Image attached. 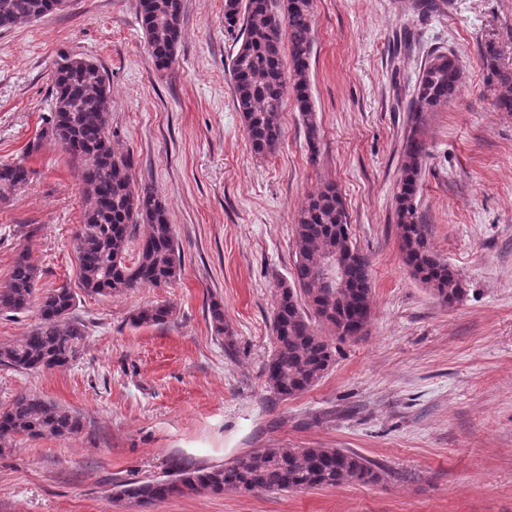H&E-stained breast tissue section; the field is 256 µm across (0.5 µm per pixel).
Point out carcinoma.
I'll list each match as a JSON object with an SVG mask.
<instances>
[{
  "label": "carcinoma",
  "instance_id": "obj_1",
  "mask_svg": "<svg viewBox=\"0 0 512 512\" xmlns=\"http://www.w3.org/2000/svg\"><path fill=\"white\" fill-rule=\"evenodd\" d=\"M66 0H0V30L60 11ZM148 53L158 68L175 59L182 39V0H139ZM224 28L236 34L229 74L236 104L253 151L266 156L284 137L280 112L286 96L303 116L307 140L316 150L318 129L308 79L313 49L314 0H224ZM288 39H283V33ZM290 67L284 68L283 55ZM483 66L495 78L494 105L512 112V68L501 63L496 41L481 43ZM461 79L453 52L433 51L425 59L408 111L413 121L450 103ZM110 83L94 61L59 55L52 74V111L43 132L78 164L85 191L84 224L76 235L77 278L88 295H123L141 286L164 288L182 271L179 245L158 190L136 184L128 152L114 147L110 131ZM427 154L417 132L402 152L395 218L404 261L412 274L450 306L465 292L457 270L430 247L420 223L416 194ZM32 176L24 164H0V201ZM296 262L291 282L279 283L273 312L275 349L265 367L266 384L290 398L315 385L333 364L335 347L317 328L326 326L338 341L357 338L371 319L369 262L352 243L345 205L336 185L327 183L301 209L295 225ZM138 241L135 261L128 244ZM328 254L344 260L345 285L327 288L320 264ZM37 268L24 249L0 285V314H19L38 301L39 322L18 342L0 347V364L19 370H51L77 361L87 326L75 315L77 293L65 285L36 296ZM218 336L230 335L224 305L208 306ZM174 307L145 305L131 315L135 327L163 326ZM81 417L37 394L21 393L0 412V453L13 438L68 436L81 432ZM377 478L370 461L346 448H263L241 455L230 467L174 465L172 477L125 481L114 497L148 507L174 496L224 490L288 491L368 483Z\"/></svg>",
  "mask_w": 512,
  "mask_h": 512
}]
</instances>
